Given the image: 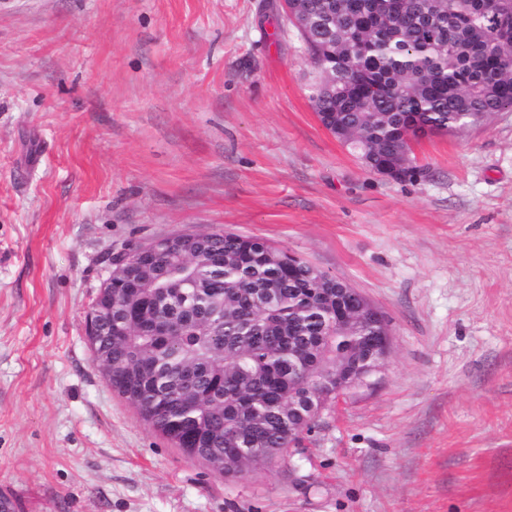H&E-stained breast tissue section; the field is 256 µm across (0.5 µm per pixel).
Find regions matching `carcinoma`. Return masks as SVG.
I'll return each mask as SVG.
<instances>
[{"label":"carcinoma","mask_w":512,"mask_h":512,"mask_svg":"<svg viewBox=\"0 0 512 512\" xmlns=\"http://www.w3.org/2000/svg\"><path fill=\"white\" fill-rule=\"evenodd\" d=\"M300 36L320 73L310 99L361 163L402 161L409 125L462 133L512 112V0H306ZM232 232L159 248L112 278V388L184 451L242 478L310 432L336 383L307 384L365 359L380 327L350 286ZM143 277L154 288H126Z\"/></svg>","instance_id":"obj_1"}]
</instances>
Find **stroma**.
Masks as SVG:
<instances>
[{"instance_id": "stroma-1", "label": "stroma", "mask_w": 512, "mask_h": 512, "mask_svg": "<svg viewBox=\"0 0 512 512\" xmlns=\"http://www.w3.org/2000/svg\"><path fill=\"white\" fill-rule=\"evenodd\" d=\"M278 0H0V493L23 512H512V112L366 169ZM259 237L386 317L371 385L227 478L109 385L112 252Z\"/></svg>"}]
</instances>
